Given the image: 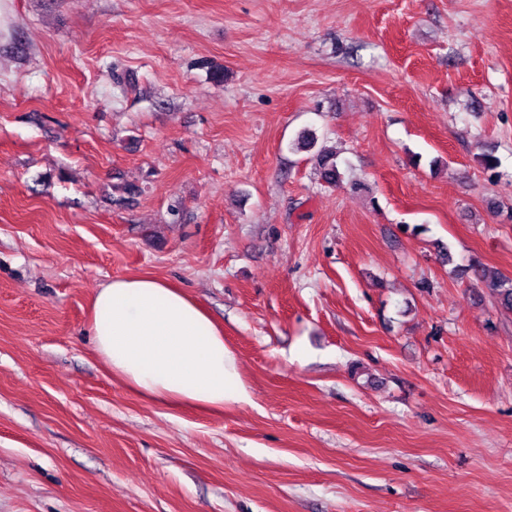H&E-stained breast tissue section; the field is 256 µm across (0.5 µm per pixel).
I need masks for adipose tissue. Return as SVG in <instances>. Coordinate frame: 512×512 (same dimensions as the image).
Returning <instances> with one entry per match:
<instances>
[{"instance_id": "adipose-tissue-1", "label": "adipose tissue", "mask_w": 512, "mask_h": 512, "mask_svg": "<svg viewBox=\"0 0 512 512\" xmlns=\"http://www.w3.org/2000/svg\"><path fill=\"white\" fill-rule=\"evenodd\" d=\"M90 331L113 376L146 399L213 411L250 399L223 333L184 291L160 279L104 284Z\"/></svg>"}]
</instances>
